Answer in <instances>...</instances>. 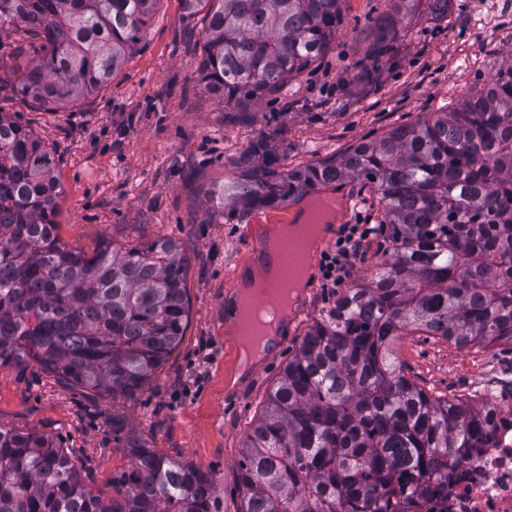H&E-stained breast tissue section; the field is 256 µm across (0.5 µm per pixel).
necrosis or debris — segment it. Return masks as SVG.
<instances>
[{"instance_id":"necrosis-or-debris-1","label":"necrosis or debris","mask_w":512,"mask_h":512,"mask_svg":"<svg viewBox=\"0 0 512 512\" xmlns=\"http://www.w3.org/2000/svg\"><path fill=\"white\" fill-rule=\"evenodd\" d=\"M480 393L490 418L485 441L447 487L405 501L404 512H512V364L485 367Z\"/></svg>"}]
</instances>
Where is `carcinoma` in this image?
Listing matches in <instances>:
<instances>
[{
	"label": "carcinoma",
	"mask_w": 512,
	"mask_h": 512,
	"mask_svg": "<svg viewBox=\"0 0 512 512\" xmlns=\"http://www.w3.org/2000/svg\"><path fill=\"white\" fill-rule=\"evenodd\" d=\"M158 0H0V38L41 56L23 94L55 108L92 97L137 44ZM209 5L200 80L243 109L281 91L336 40L343 0H182ZM390 22L444 20L453 0H388ZM347 180L377 196L390 245L288 360L240 461L241 512H393L395 471L445 485L487 432L486 409L430 397L393 345L424 333L457 346L512 343V58L451 112L400 125L339 158L254 170L224 184L229 212L299 201ZM61 185L46 145L0 113V366L34 361L62 383L132 394L178 346L188 258L158 238L88 257L57 233ZM119 497L93 493L54 439L0 425V512H221L196 467L130 444Z\"/></svg>",
	"instance_id": "carcinoma-1"
}]
</instances>
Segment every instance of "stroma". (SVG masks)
<instances>
[{"instance_id":"obj_1","label":"stroma","mask_w":512,"mask_h":512,"mask_svg":"<svg viewBox=\"0 0 512 512\" xmlns=\"http://www.w3.org/2000/svg\"><path fill=\"white\" fill-rule=\"evenodd\" d=\"M457 2L447 20L398 27L381 55L373 25L385 0H345L341 34L315 67L242 111L226 108L201 83L204 32L185 19L181 0H158L110 84L55 110L38 108L15 83L14 69L36 57L28 36L0 39V112L54 156L62 241L90 256L106 240H178L189 258L190 302L180 345L135 393L68 387L34 363L0 367V424L53 436L84 482L107 498L117 497L113 480L132 462L128 441H146L209 474L222 512H239L243 442L301 340L341 291L314 284L290 340L229 383L239 356L232 284L253 261L244 230L289 223L297 206L212 221L218 202L211 193L265 156L282 170L332 159L481 90L512 54V0ZM394 354L430 396L467 400L487 361L511 356L512 344L462 348L410 333Z\"/></svg>"}]
</instances>
